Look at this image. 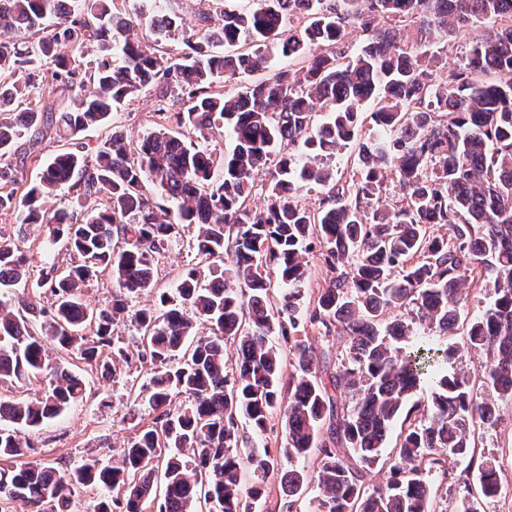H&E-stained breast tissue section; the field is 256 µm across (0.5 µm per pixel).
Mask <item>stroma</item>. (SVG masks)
<instances>
[{"instance_id": "35a3bbf8", "label": "stroma", "mask_w": 512, "mask_h": 512, "mask_svg": "<svg viewBox=\"0 0 512 512\" xmlns=\"http://www.w3.org/2000/svg\"><path fill=\"white\" fill-rule=\"evenodd\" d=\"M158 98L154 90L139 92L131 101L120 105L114 119L123 131L141 136L155 128L154 112ZM24 236L30 246L29 270L39 273L50 265H66L69 257L53 244L47 227L17 224L9 212H0V234ZM193 252L182 243L169 245L155 262V280L158 289L173 288L181 273L191 264ZM86 395L83 401L71 406L60 416L49 420L41 430L31 434L38 462L74 467L87 459L103 464L118 460L123 443L131 433L132 424L125 420L126 388L148 384L149 364L133 363L123 368L116 380L101 379L99 373L83 368ZM496 427L481 428L475 432V458L494 460L499 472L501 493L484 500V512H512V406L500 410ZM468 478L462 465L449 464L447 474L431 477L432 497L436 512H457L461 485Z\"/></svg>"}]
</instances>
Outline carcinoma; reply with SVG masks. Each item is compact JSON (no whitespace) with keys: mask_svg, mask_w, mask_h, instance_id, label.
I'll use <instances>...</instances> for the list:
<instances>
[{"mask_svg":"<svg viewBox=\"0 0 512 512\" xmlns=\"http://www.w3.org/2000/svg\"><path fill=\"white\" fill-rule=\"evenodd\" d=\"M211 2L196 41L172 54L160 50L181 26L172 11L0 0V30L9 33L0 40V210L46 225L72 255L33 278L22 241L0 236V385L48 377L34 400L0 396V499L29 512H72L74 487L89 483L110 492L95 512H252L276 471L287 496L278 512H297L310 480L316 512H431L432 473L448 475L450 458L473 459L475 431L495 426L500 404L512 403V0ZM482 21L507 27L471 46L463 64L450 68L429 51ZM351 31L367 36L354 55L345 49ZM91 43L95 64L84 69ZM275 56L287 63L270 68ZM261 71L267 76L234 86ZM220 80L231 88L218 89ZM88 83L96 86L89 96ZM44 85L69 104L21 107ZM146 87L181 108L157 109L143 137L114 128L91 154L58 151L30 183L3 162L21 130L32 132L25 157L36 160L45 125L76 141ZM368 103L378 134L359 144L357 169L342 180L324 160L356 139ZM226 129L233 145L222 156L188 137ZM296 143L301 159L282 152ZM274 155L265 204L254 209V173ZM389 173L403 190L395 203L383 196ZM147 183L172 207L155 203ZM66 186L75 207L44 206ZM315 188L322 199L311 209L300 196ZM190 230L196 263L156 307L130 312L128 297L154 287L155 258ZM314 249L332 276L311 303L306 254ZM106 274L111 303L88 307L84 287ZM467 281L493 290L463 340L486 360L475 373L450 372ZM127 317L139 333L133 350L112 334ZM425 325L436 336L420 335ZM311 329L345 337L336 372L325 374ZM228 342L237 352L231 368ZM57 350L78 351L105 378L124 364H152L130 413L135 432L110 466L30 459L20 431L85 395L80 375L50 366ZM286 355L293 373L285 383ZM421 385L433 388L423 419L386 458L392 423ZM181 394L184 406L175 404ZM277 410L283 448H250L241 419L262 433ZM313 453L310 475L298 462ZM382 460L384 479L371 486ZM476 485L477 495L465 488L460 512L500 494L492 461L478 466Z\"/></svg>","mask_w":512,"mask_h":512,"instance_id":"obj_1","label":"carcinoma"}]
</instances>
